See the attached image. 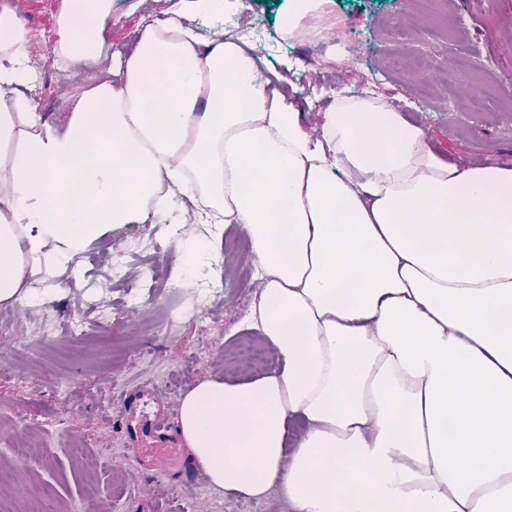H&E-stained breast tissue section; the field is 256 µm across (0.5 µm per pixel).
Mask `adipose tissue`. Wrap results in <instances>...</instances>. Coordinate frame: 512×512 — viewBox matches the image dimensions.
Returning a JSON list of instances; mask_svg holds the SVG:
<instances>
[{"label":"adipose tissue","instance_id":"ef3b65f1","mask_svg":"<svg viewBox=\"0 0 512 512\" xmlns=\"http://www.w3.org/2000/svg\"><path fill=\"white\" fill-rule=\"evenodd\" d=\"M229 6L190 0L117 59L112 0H62L49 56L100 78L61 122L26 95L29 32L0 7V306L131 224L165 225L197 287L239 225L246 324L279 365L182 398L208 482L294 512H512V167L444 160L368 95L309 131L256 46L187 24ZM225 238L231 239L235 245L239 246V250L236 253V261L240 265L252 269L250 244L245 233L236 224H231L224 230Z\"/></svg>","mask_w":512,"mask_h":512}]
</instances>
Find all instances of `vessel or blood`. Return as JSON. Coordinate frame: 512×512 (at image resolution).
<instances>
[{
  "mask_svg": "<svg viewBox=\"0 0 512 512\" xmlns=\"http://www.w3.org/2000/svg\"><path fill=\"white\" fill-rule=\"evenodd\" d=\"M118 413L132 457L140 469L157 475L176 470L184 484L196 483L198 473L183 457L176 422L155 388L124 395Z\"/></svg>",
  "mask_w": 512,
  "mask_h": 512,
  "instance_id": "vessel-or-blood-1",
  "label": "vessel or blood"
}]
</instances>
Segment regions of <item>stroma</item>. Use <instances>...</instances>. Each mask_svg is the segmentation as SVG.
Segmentation results:
<instances>
[{
    "label": "stroma",
    "mask_w": 512,
    "mask_h": 512,
    "mask_svg": "<svg viewBox=\"0 0 512 512\" xmlns=\"http://www.w3.org/2000/svg\"><path fill=\"white\" fill-rule=\"evenodd\" d=\"M289 0H245L249 17L269 42L261 70H292L296 102L309 123L332 100L318 88L339 72L353 94L382 95L410 122L422 126L433 148L463 164L494 160L512 167V0H333V24L350 26L366 42L364 63L338 68L328 53L283 43L280 21ZM181 0H112L105 36L129 52L132 35L147 18L166 19ZM61 0H19L18 18L35 36L32 60L42 69L33 92L39 111L62 119L82 84L61 85L45 55L58 38ZM428 57L427 79L411 74L408 61ZM403 67H392L393 58ZM485 96V109L469 112V99ZM159 258L172 267L174 247L163 225L132 224L71 260L60 277L33 282L53 292L43 305L0 307V491L14 512H224L230 493L200 482L186 489L178 474L162 479L132 461L118 422L122 393L142 384L157 387L171 403L213 374L249 377L238 351L247 334L240 322L256 297L253 275L227 274L224 302L209 308L197 289L174 282L126 302L136 278L111 280L122 269ZM84 322L83 341L70 326ZM22 443L27 461L12 458ZM82 456H73V449Z\"/></svg>",
    "instance_id": "obj_1"
}]
</instances>
